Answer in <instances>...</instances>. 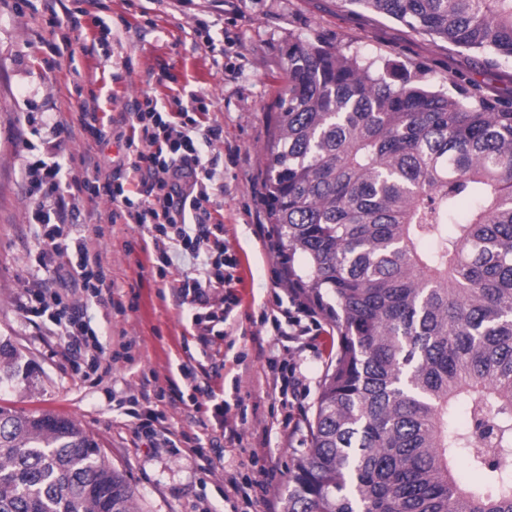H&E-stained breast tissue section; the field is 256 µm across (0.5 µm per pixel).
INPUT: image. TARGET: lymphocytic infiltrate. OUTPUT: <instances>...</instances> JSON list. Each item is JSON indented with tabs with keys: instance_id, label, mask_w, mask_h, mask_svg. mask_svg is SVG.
Returning a JSON list of instances; mask_svg holds the SVG:
<instances>
[{
	"instance_id": "f902f5d3",
	"label": "lymphocytic infiltrate",
	"mask_w": 512,
	"mask_h": 512,
	"mask_svg": "<svg viewBox=\"0 0 512 512\" xmlns=\"http://www.w3.org/2000/svg\"><path fill=\"white\" fill-rule=\"evenodd\" d=\"M205 100V94L195 95L196 112L175 111L147 91L133 111L121 113L119 124L129 133L119 164L137 174L132 189L120 177L103 173L97 163L78 177L51 152L26 159L24 176L32 195L54 199L52 207H38L32 214L38 226V266L49 274L69 276L85 300L77 302L38 284L27 289L23 310L29 321L74 350L93 348L92 370L111 371L112 358L88 310L111 305L115 284L100 253L90 251L85 236L73 234L69 215L78 197L107 196L113 218L135 225L161 266L172 265L177 250L196 260V269L179 282L181 303L207 307L220 288L226 291L225 303H235L231 290L238 282V260L229 252L223 224L213 222L208 208L212 197L224 189L215 179L219 158L212 152L223 141L224 130L207 121Z\"/></svg>"
}]
</instances>
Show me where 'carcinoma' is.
Instances as JSON below:
<instances>
[{"label": "carcinoma", "mask_w": 512, "mask_h": 512, "mask_svg": "<svg viewBox=\"0 0 512 512\" xmlns=\"http://www.w3.org/2000/svg\"><path fill=\"white\" fill-rule=\"evenodd\" d=\"M342 2L512 60V0ZM287 73L267 220L338 350L283 512H512V105L320 37L288 41ZM19 358L0 337V388ZM134 500L73 419L0 405V512Z\"/></svg>", "instance_id": "carcinoma-1"}]
</instances>
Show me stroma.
<instances>
[{"mask_svg":"<svg viewBox=\"0 0 512 512\" xmlns=\"http://www.w3.org/2000/svg\"><path fill=\"white\" fill-rule=\"evenodd\" d=\"M35 4L0 0V336L12 340L20 364L31 369L27 381L0 389V400L75 420L134 486L137 512H282V495L310 444L309 424L337 350L336 328L325 316H318L309 335L294 338L276 335L259 319L262 309L274 308L289 291L288 266L266 222L262 175L289 39L318 36L377 62L391 57L423 65L438 89L454 71L504 105L512 103V64H484L394 20L351 11L340 0H101L80 18L83 36L72 44L73 57L59 58L55 50L69 30L53 26ZM201 22L223 25V55L195 35ZM104 23L120 31V39L100 41ZM176 88L207 94V119L224 128V141L214 148L224 193L214 197L211 212L239 261V303L225 335L201 342L191 324L194 310L181 304L174 288L182 273L192 271V259L174 255L167 277H158L138 229L109 224L110 202H79L81 233L105 225L94 246L117 285L111 308L91 310L114 358L112 370L86 378L76 370L80 355L45 335L21 310L38 269L24 146L53 144L77 171L87 155L109 166L124 156L123 139L113 135L100 142L63 128L81 100L97 97L105 117L147 90L170 101ZM46 112L57 128L42 123ZM272 358L296 362L303 375L306 392L292 405H283L274 385ZM237 394L248 407V421L236 425L234 439H220L221 459L213 469L188 449L146 436L141 426V417L152 412L165 428L192 437L201 433L215 399ZM129 405L137 417L127 415ZM254 447L266 450V493L249 504L233 486L250 475Z\"/></svg>","mask_w":512,"mask_h":512,"instance_id":"1","label":"stroma"}]
</instances>
